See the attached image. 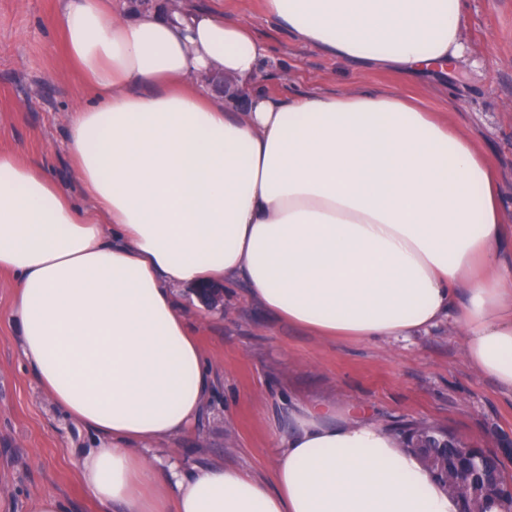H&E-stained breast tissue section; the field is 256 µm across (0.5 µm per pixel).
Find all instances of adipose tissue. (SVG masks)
Listing matches in <instances>:
<instances>
[{
  "label": "adipose tissue",
  "mask_w": 512,
  "mask_h": 512,
  "mask_svg": "<svg viewBox=\"0 0 512 512\" xmlns=\"http://www.w3.org/2000/svg\"><path fill=\"white\" fill-rule=\"evenodd\" d=\"M266 12L350 66L412 77L458 66L468 0ZM56 22L85 89L67 144L89 203L0 150V273L15 281L24 362L96 438L82 485L107 512H461L396 431L352 407L292 404L268 482L150 453L212 389L176 301L185 286L243 284L321 336H410L452 314L468 361L512 394L503 204L476 143L387 89L270 94L271 46L208 12L63 0Z\"/></svg>",
  "instance_id": "1"
}]
</instances>
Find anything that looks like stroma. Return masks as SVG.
I'll list each match as a JSON object with an SVG mask.
<instances>
[{
  "label": "stroma",
  "instance_id": "35a3bbf8",
  "mask_svg": "<svg viewBox=\"0 0 512 512\" xmlns=\"http://www.w3.org/2000/svg\"><path fill=\"white\" fill-rule=\"evenodd\" d=\"M225 20L249 24L273 59L263 87L279 94L368 85L406 92L445 114L474 138L499 174L504 204L503 259L512 264V0H470L465 62L451 76L410 78L394 70L354 69L298 42L268 20L265 0H184ZM60 0H0V148L43 163L69 190L65 119L82 98L50 21ZM16 294L0 274V500L26 512L29 498L51 492L66 512H101L81 485L77 463L94 445L90 433L52 403L20 356L11 319ZM213 373V389L193 426L157 447L186 465L221 463L267 480L276 439L292 402L324 401L386 423L428 422L504 454L512 475V396L469 364L463 328L448 318L429 332L372 341L317 336L280 322L250 303L242 284L223 288L210 309L193 289L178 291Z\"/></svg>",
  "mask_w": 512,
  "mask_h": 512
}]
</instances>
